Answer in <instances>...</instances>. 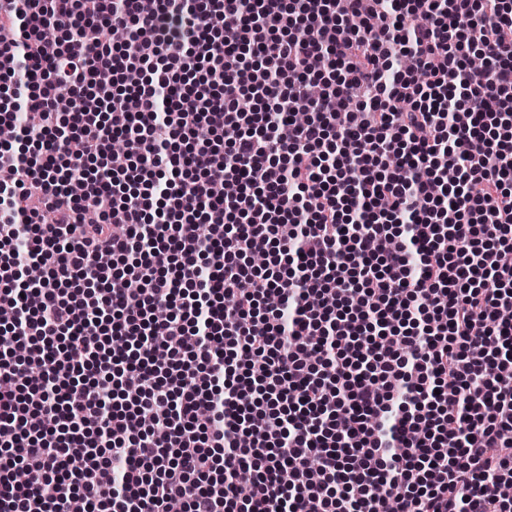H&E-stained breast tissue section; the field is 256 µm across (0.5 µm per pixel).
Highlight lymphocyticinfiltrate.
Instances as JSON below:
<instances>
[{
    "mask_svg": "<svg viewBox=\"0 0 512 512\" xmlns=\"http://www.w3.org/2000/svg\"><path fill=\"white\" fill-rule=\"evenodd\" d=\"M2 30L0 124L40 127L0 147V512H512V0H0Z\"/></svg>",
    "mask_w": 512,
    "mask_h": 512,
    "instance_id": "obj_1",
    "label": "lymphocytic infiltrate"
}]
</instances>
